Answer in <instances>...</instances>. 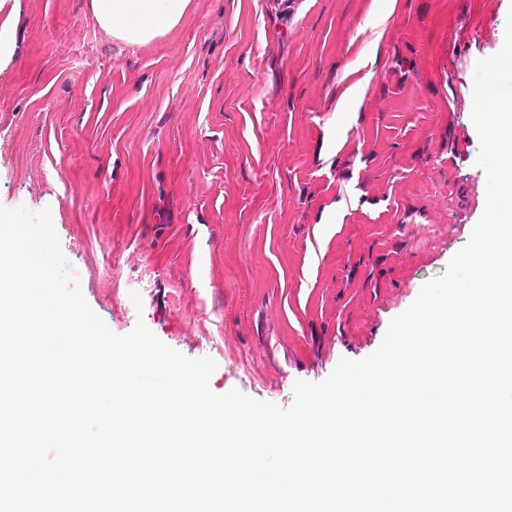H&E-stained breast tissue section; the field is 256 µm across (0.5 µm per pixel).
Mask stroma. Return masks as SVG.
I'll return each mask as SVG.
<instances>
[{
  "instance_id": "1",
  "label": "stroma",
  "mask_w": 512,
  "mask_h": 512,
  "mask_svg": "<svg viewBox=\"0 0 512 512\" xmlns=\"http://www.w3.org/2000/svg\"><path fill=\"white\" fill-rule=\"evenodd\" d=\"M0 206L50 209L90 307L289 406L374 353L486 203L474 72L512 0H191L132 45L0 0Z\"/></svg>"
}]
</instances>
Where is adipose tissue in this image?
<instances>
[{
    "label": "adipose tissue",
    "instance_id": "adipose-tissue-1",
    "mask_svg": "<svg viewBox=\"0 0 512 512\" xmlns=\"http://www.w3.org/2000/svg\"><path fill=\"white\" fill-rule=\"evenodd\" d=\"M190 0H89L97 24L116 40L144 44L162 35L184 16Z\"/></svg>",
    "mask_w": 512,
    "mask_h": 512
}]
</instances>
